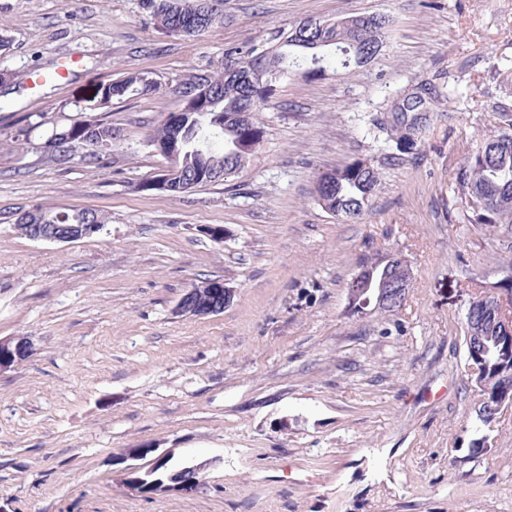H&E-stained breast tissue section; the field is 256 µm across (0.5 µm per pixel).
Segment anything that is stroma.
Here are the masks:
<instances>
[{"label":"stroma","instance_id":"1","mask_svg":"<svg viewBox=\"0 0 512 512\" xmlns=\"http://www.w3.org/2000/svg\"><path fill=\"white\" fill-rule=\"evenodd\" d=\"M193 38L159 31L141 0H0V336L29 359L0 374V512H512V408L490 434L463 361V319L512 261V238L454 214L455 173L512 110V0H223ZM394 19L375 59L317 80L291 74L256 114L247 172L177 195L138 185L166 161L146 144L183 81L227 49L267 48L314 18ZM68 79L33 87L67 57ZM150 71L159 92L110 107L111 149L43 147L93 116L95 88ZM432 112L402 162L370 120L419 82ZM43 117L27 145L23 115ZM381 185L353 222L317 202L320 174L355 160ZM39 205L110 219L95 237L36 241ZM224 228L223 241L204 234ZM402 252L414 280L393 315H348L366 256ZM219 278L232 305L171 310ZM487 438L474 451L472 443ZM154 447L212 460L190 495L146 497L118 457Z\"/></svg>","mask_w":512,"mask_h":512}]
</instances>
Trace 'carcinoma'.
I'll return each instance as SVG.
<instances>
[{
  "label": "carcinoma",
  "mask_w": 512,
  "mask_h": 512,
  "mask_svg": "<svg viewBox=\"0 0 512 512\" xmlns=\"http://www.w3.org/2000/svg\"><path fill=\"white\" fill-rule=\"evenodd\" d=\"M143 10L162 31L182 36H195L224 21L214 8V0H141ZM391 24L384 14H358L343 22H324L323 30L294 37V30L283 32L271 48H251L245 52L229 49L225 58L235 71H216L189 76L187 90L197 85L208 88V104L192 102L178 113L161 117L148 135V145L157 150L177 143L189 153L190 165L186 177L193 188L208 186L226 175L242 171L253 160L265 131L256 121L255 112L273 95L276 84L288 76L290 67H298L310 78L326 74L338 66L348 69L359 65L358 55L375 57L382 37ZM263 69L270 83L269 92L258 90L254 81L258 69ZM162 83L150 72L127 73L98 86L97 95L106 99V107L137 95L159 90ZM428 88L421 83L407 94L396 107L398 112H424L428 104ZM506 128L485 138L468 153L454 178V195L462 207L458 211L463 223L480 224L491 231L504 230L512 234V113H500ZM418 118L402 120L384 127L389 139L395 141L400 154L414 146L413 131ZM381 184L380 173L372 166L356 160L342 168L322 174L317 182L319 204L336 216L358 218ZM109 218L101 212L67 207L47 206L20 214L18 224H50L61 235L72 233L75 224H106ZM347 290L354 288H384L391 276L387 257L359 264ZM512 372V343L506 350L485 357L481 370L490 395L512 402V384H502L500 372Z\"/></svg>",
  "instance_id": "1"
}]
</instances>
